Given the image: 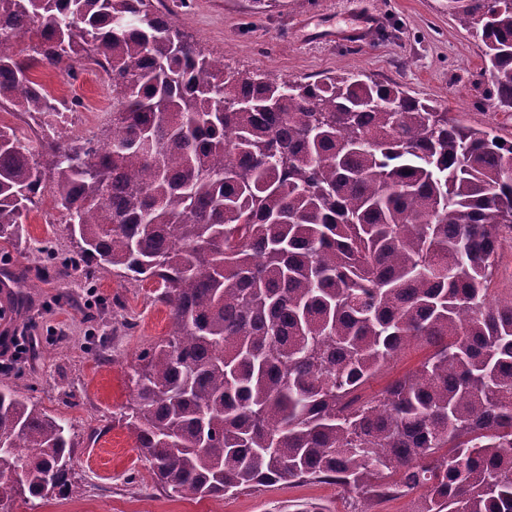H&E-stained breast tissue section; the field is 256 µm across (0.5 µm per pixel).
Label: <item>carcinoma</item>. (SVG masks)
I'll return each mask as SVG.
<instances>
[{
  "mask_svg": "<svg viewBox=\"0 0 512 512\" xmlns=\"http://www.w3.org/2000/svg\"><path fill=\"white\" fill-rule=\"evenodd\" d=\"M448 0L512 107V0ZM28 37L29 50L17 49ZM93 56L112 79L100 139L32 78ZM0 242L50 189L69 267L160 284L167 337L139 356L120 420L184 498L332 480L418 512H512V293L492 295L512 230V140L358 75L232 73L152 0H0ZM28 279L0 272L25 306ZM429 355L382 393L399 352ZM66 421L0 379V498L78 492ZM15 475L18 488H4ZM21 114L19 112L0 111V125L16 128L32 140L36 139L38 134L33 132L36 129L41 131V129L29 119L25 112H21ZM429 349L425 346L407 350L386 366L376 377L371 379L364 387L366 395H374L382 391L392 380L416 368L428 355Z\"/></svg>",
  "mask_w": 512,
  "mask_h": 512,
  "instance_id": "obj_1",
  "label": "carcinoma"
}]
</instances>
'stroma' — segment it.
I'll return each mask as SVG.
<instances>
[{
  "label": "stroma",
  "mask_w": 512,
  "mask_h": 512,
  "mask_svg": "<svg viewBox=\"0 0 512 512\" xmlns=\"http://www.w3.org/2000/svg\"><path fill=\"white\" fill-rule=\"evenodd\" d=\"M203 52L220 53L230 70L278 79L365 73L437 102L463 124L490 127L512 139V107L497 104L484 75L483 48L448 13L446 0H276L263 9L252 0H152ZM369 26L358 43L351 30ZM36 81L56 97L76 101L58 124L62 141L99 137L112 116L109 76L92 60L72 73L37 68ZM64 211L43 193L13 247L0 249V269L22 266L36 287L21 311L0 316V331L35 339L9 385L65 419L73 433L72 469L81 486L70 498L41 499L39 512H417L419 494L359 497L330 481H282L224 497L185 499L157 484L149 462L118 421L134 399L130 382L139 355L169 330V312L156 302V284L131 283L106 273L85 279L48 275L43 252L72 248ZM109 339L105 356L97 337Z\"/></svg>",
  "instance_id": "stroma-1"
}]
</instances>
